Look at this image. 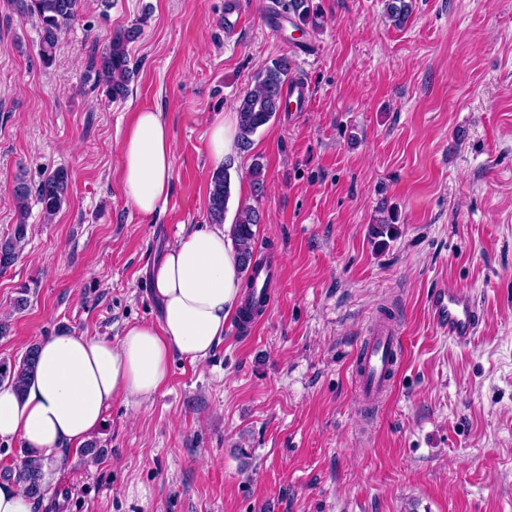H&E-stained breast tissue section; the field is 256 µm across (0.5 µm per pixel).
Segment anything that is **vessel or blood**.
<instances>
[{
  "label": "vessel or blood",
  "mask_w": 512,
  "mask_h": 512,
  "mask_svg": "<svg viewBox=\"0 0 512 512\" xmlns=\"http://www.w3.org/2000/svg\"><path fill=\"white\" fill-rule=\"evenodd\" d=\"M428 312L445 336L459 344L471 343L479 329L481 313L474 294L466 289H435ZM403 352L397 322L384 317L371 321L366 342L358 350L353 375L365 404L379 403L389 392Z\"/></svg>",
  "instance_id": "vessel-or-blood-1"
}]
</instances>
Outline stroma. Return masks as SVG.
Wrapping results in <instances>:
<instances>
[{"instance_id":"1","label":"stroma","mask_w":512,"mask_h":512,"mask_svg":"<svg viewBox=\"0 0 512 512\" xmlns=\"http://www.w3.org/2000/svg\"><path fill=\"white\" fill-rule=\"evenodd\" d=\"M239 2L228 33L224 0H86L46 67L38 29L0 0V237L17 178L34 188L63 168L72 182L52 220L32 204L26 246L0 271V363L59 333L115 340L156 322L147 268L209 223V123L281 56L305 92L303 111L229 158L225 220L259 211L270 307L230 320L203 363L174 357L149 400H115L34 512H512V0H417L400 29L385 0H314L324 24L301 33L271 0ZM139 19L138 73L108 100L91 60ZM141 109L161 112L175 148L150 216L119 179ZM438 288L477 298L471 344L433 327ZM385 313L404 362L371 410L352 365Z\"/></svg>"}]
</instances>
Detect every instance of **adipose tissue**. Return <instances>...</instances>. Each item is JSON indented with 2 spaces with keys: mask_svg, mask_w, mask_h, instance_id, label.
<instances>
[{
  "mask_svg": "<svg viewBox=\"0 0 512 512\" xmlns=\"http://www.w3.org/2000/svg\"><path fill=\"white\" fill-rule=\"evenodd\" d=\"M174 144L160 113L135 112L121 145V181L130 204L151 215L166 202ZM158 323L128 326L117 341L76 333L40 342L25 396L0 385V439L19 440L51 479L50 459L82 446L112 402L149 400L168 381L173 355L198 364L224 335L243 299V277L226 226L182 233L150 269Z\"/></svg>",
  "mask_w": 512,
  "mask_h": 512,
  "instance_id": "obj_1",
  "label": "adipose tissue"
}]
</instances>
